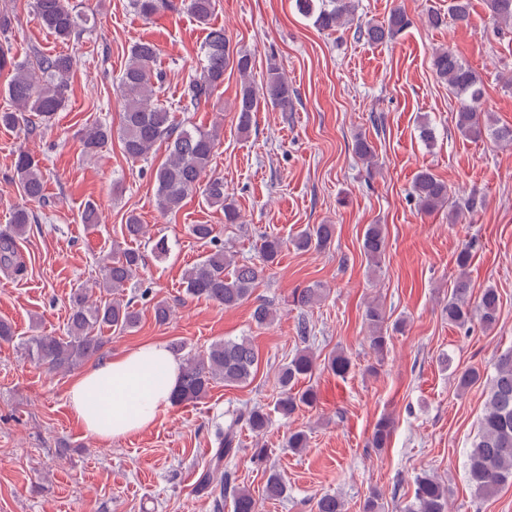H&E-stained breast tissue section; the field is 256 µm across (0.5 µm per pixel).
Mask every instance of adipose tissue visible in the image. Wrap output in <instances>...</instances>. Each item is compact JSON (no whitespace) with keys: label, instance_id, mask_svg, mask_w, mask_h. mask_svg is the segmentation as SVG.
I'll return each instance as SVG.
<instances>
[{"label":"adipose tissue","instance_id":"adipose-tissue-1","mask_svg":"<svg viewBox=\"0 0 512 512\" xmlns=\"http://www.w3.org/2000/svg\"><path fill=\"white\" fill-rule=\"evenodd\" d=\"M180 372L165 344L148 342L84 371L68 389V405L90 435L126 437L151 426L170 406Z\"/></svg>","mask_w":512,"mask_h":512}]
</instances>
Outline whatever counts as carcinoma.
Returning <instances> with one entry per match:
<instances>
[{"label": "carcinoma", "instance_id": "1", "mask_svg": "<svg viewBox=\"0 0 512 512\" xmlns=\"http://www.w3.org/2000/svg\"><path fill=\"white\" fill-rule=\"evenodd\" d=\"M487 8L496 24L512 26V0H486ZM131 7L149 19L173 7L171 0H130ZM182 6L199 23L210 21L215 0H184ZM295 9L314 19L322 30H333L344 25L355 10L354 0H294ZM34 12L42 27L59 42L66 44L80 38L89 23L88 16L71 8L66 0H33ZM469 0H452L448 15L433 12L429 23L441 26L452 20L456 24L468 21ZM408 25L407 16L395 9L384 25L369 24L359 30L369 42L388 43ZM158 49L154 43L140 41L132 46L130 57L119 78L117 96L122 120L119 137L125 155L131 159H145L160 143L168 144L166 161L156 169L157 207L162 212L179 209L192 194H198L209 206L224 210V223H238L239 214L229 194L224 190V179L208 174L212 156L219 140L218 130H203L173 120L168 106L158 96L156 86L164 81L163 73L155 68ZM75 59L66 53L36 54L18 61L9 50L0 45V71H11L7 94L13 109L0 112V125L33 129L30 116L47 121L64 108L67 100L68 77ZM237 69L243 77L253 69L252 56L231 48L224 29L212 28L202 47L199 70L183 90L181 109L192 112L209 102L214 91L224 84V72ZM433 68L438 79L459 99L455 126L465 137L479 139L490 134L495 142H512V129L493 128L481 123L484 91L477 73L448 48L433 52ZM294 89L279 69L269 67L263 83L242 84L235 103L237 129L249 130L253 113L262 106L278 108L283 112L292 107ZM112 140V126L97 123L86 128L82 135L83 149L88 154L99 153ZM354 153L363 162L374 165L373 146L362 136L353 144ZM16 174L25 199L38 201L43 197L45 174L33 156L20 151L14 158ZM413 200L422 212L431 213L448 205V185L430 169L417 174L412 191ZM32 214L25 206L13 210L9 231L0 234V268L22 277L26 264L20 261L16 240L24 236L31 224ZM335 225L314 224L300 231L292 240L298 250H320L331 244ZM285 242L275 236L261 237L258 261H239L226 247H216L199 259L183 274L187 295L213 302L226 308L236 307L250 299L257 281L270 269L281 254ZM363 251L373 265L381 263L385 253V234L380 224H369L363 235ZM470 243L462 245L456 255L459 276L443 309L448 322L459 328H470L478 322L483 328H493L499 320L500 296L496 289L486 288L476 302H471L470 283L465 277L472 254ZM144 264V255L133 247L100 261L99 290L103 293L96 303L88 300L84 289L73 294L72 306L65 335L40 334L22 342L24 356L50 371H67L98 356L105 345V329L126 331L137 326L139 312L132 300L124 299V288ZM323 291L317 287L301 289L293 302L308 307L320 301ZM365 322L369 330V346L379 357L387 352L391 336L386 314L376 302L365 307ZM259 366V353L251 341L242 337L216 341L201 356L188 355L183 359L180 381L172 401L181 404L207 396L218 380L233 386L253 380ZM316 369L313 354L307 350L296 353L283 364L277 374V397L273 409L288 418L304 407H312L318 400L317 392L302 382ZM328 369L345 378L352 369L350 359L339 353L328 362ZM492 375L486 393V407L477 437L468 452L467 478L475 496L486 498L512 483V351L495 356L491 362ZM457 389L461 392L474 385L481 377L475 367L454 371ZM269 423L265 405H254L240 412L224 428L215 433V445L207 469L200 476L195 491L201 495L218 494L216 512L223 509V501L230 500L232 512H258L253 494L236 486L226 465L236 457L239 448L238 428L244 426L256 437ZM394 432V421L380 417L373 427L371 447H388ZM285 493L280 477L269 474L262 496L277 500ZM315 512H344L343 504L334 495L316 498ZM404 512H448V490L433 475L426 472L414 477L413 500L404 506Z\"/></svg>", "mask_w": 512, "mask_h": 512}]
</instances>
